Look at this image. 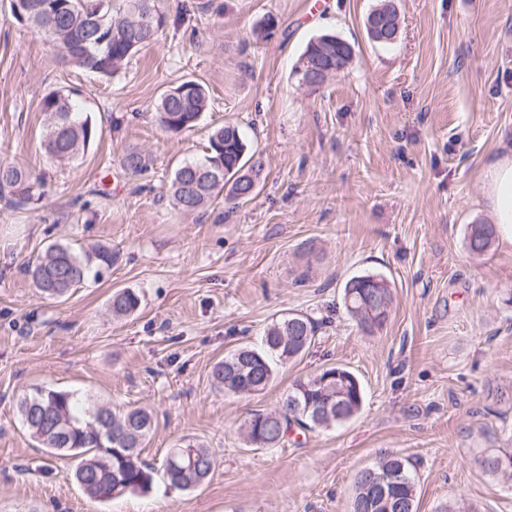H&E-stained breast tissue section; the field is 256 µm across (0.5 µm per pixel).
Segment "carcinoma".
Segmentation results:
<instances>
[{
  "mask_svg": "<svg viewBox=\"0 0 512 512\" xmlns=\"http://www.w3.org/2000/svg\"><path fill=\"white\" fill-rule=\"evenodd\" d=\"M10 7L16 21L40 31L64 62L108 77L154 42L168 23L161 0H16ZM373 13L389 30H395L398 14L389 0ZM321 56L349 60L352 46L330 35L309 42L294 66L295 79L301 80L305 61ZM209 107L205 86L186 80L161 95L156 112L166 130L179 133L195 127ZM41 111L46 115L42 141L46 153L60 161L84 155L96 128L70 94L53 91L45 95ZM122 164L134 173L146 169L145 157L136 151L127 153ZM262 168L261 158L247 155L238 128L224 125L209 137L204 160L176 169L169 185L170 197L179 210L194 212L211 203L226 185L230 195L236 196L247 174ZM35 186L26 169L0 162V200L15 207L28 205L35 200ZM494 236L493 225L470 224L467 247L473 254H482ZM115 259L112 247L107 245L77 252L53 244L28 273L42 295L59 299L81 288L92 272L112 268ZM379 282L390 308L394 291L382 277L355 276L344 286L346 311L365 332L380 329L388 321L384 311L372 317L363 309L366 290L377 288ZM140 306V296L130 288L112 293L110 309L114 317H128ZM316 331L309 316L288 314L265 329L262 348L239 347L217 361L211 371L213 384L232 394L266 389L274 379L276 366L302 356ZM357 381L352 371L336 365L294 380L274 410L256 411L243 423V441L252 448H278L295 426L328 428L347 422L360 412L364 402L363 387L356 386ZM17 408L23 427L39 446L52 454L78 459L74 479L88 497L106 501L129 492L151 490L155 468L141 458V448L154 426L149 411L86 406L72 391L43 387L21 396ZM215 465L212 449L187 441L167 454L163 476L171 486L188 490L205 483ZM480 465L489 473L504 476L512 472V449L486 455ZM391 477L399 480L397 494L410 501L412 512H417L414 467L409 458L400 455L383 457L369 470L356 474L350 512H397L395 506L380 505L371 498V484Z\"/></svg>",
  "mask_w": 512,
  "mask_h": 512,
  "instance_id": "1",
  "label": "carcinoma"
}]
</instances>
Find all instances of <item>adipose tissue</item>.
I'll list each match as a JSON object with an SVG mask.
<instances>
[{
  "label": "adipose tissue",
  "instance_id": "ef3b65f1",
  "mask_svg": "<svg viewBox=\"0 0 512 512\" xmlns=\"http://www.w3.org/2000/svg\"><path fill=\"white\" fill-rule=\"evenodd\" d=\"M484 200L501 246L512 248V130L499 135V153L483 170Z\"/></svg>",
  "mask_w": 512,
  "mask_h": 512
}]
</instances>
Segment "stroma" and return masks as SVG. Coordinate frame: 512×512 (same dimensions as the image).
Listing matches in <instances>:
<instances>
[{
  "label": "stroma",
  "mask_w": 512,
  "mask_h": 512,
  "mask_svg": "<svg viewBox=\"0 0 512 512\" xmlns=\"http://www.w3.org/2000/svg\"><path fill=\"white\" fill-rule=\"evenodd\" d=\"M381 2L163 0L158 40L103 77L62 65L0 0V161L44 190L23 208L0 202V512H348L355 474L391 454L414 464L417 512L455 501L512 512V483L478 463L512 448V250L466 245L468 225L493 221L481 172L512 120V0H392L390 45L366 32ZM326 33L351 44L349 65L299 86L296 60ZM186 79L206 86L210 108L170 132L155 104ZM68 89L97 136L61 162L41 146L40 102ZM227 124L263 160L257 195L178 210L175 169L203 159ZM130 151L146 171L124 170ZM93 242L112 247V268L68 299L41 296L27 265L49 245ZM364 274L395 292L370 335L343 302L346 281ZM119 288L142 305L116 320ZM296 312L317 325L302 358L262 393L214 389L218 359ZM333 364L361 381L359 415L278 448L245 447L250 413ZM37 386L147 408L144 459L162 467L194 439L215 450L214 473L194 490L158 480L146 494L91 499L75 459L22 427L17 400Z\"/></svg>",
  "instance_id": "1"
}]
</instances>
